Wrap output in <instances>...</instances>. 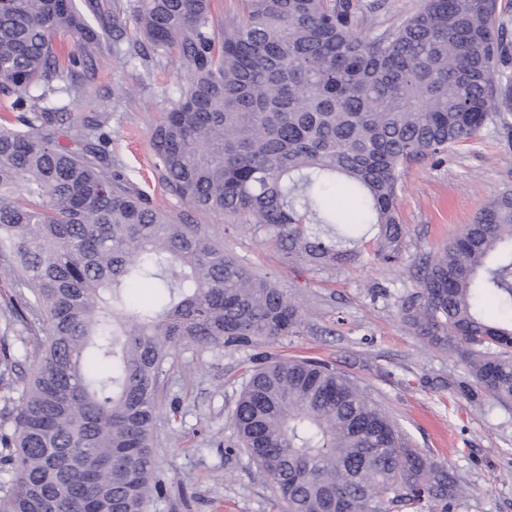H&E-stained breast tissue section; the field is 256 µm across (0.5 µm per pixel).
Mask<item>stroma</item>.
Returning a JSON list of instances; mask_svg holds the SVG:
<instances>
[{"instance_id": "35a3bbf8", "label": "stroma", "mask_w": 512, "mask_h": 512, "mask_svg": "<svg viewBox=\"0 0 512 512\" xmlns=\"http://www.w3.org/2000/svg\"><path fill=\"white\" fill-rule=\"evenodd\" d=\"M134 2L96 0L102 15L117 17V28L103 34L102 50L76 74L70 93L53 80L35 91L31 106L98 118L110 138L113 170L177 214L183 204L153 180L149 141L188 73L136 29ZM507 189L512 190V129L493 121L459 143L445 162L428 160L405 172L399 211L407 249L396 265L292 266L264 234L241 230L239 219L199 216V223L222 224L227 252L294 294L309 313L310 327L303 335L240 351L190 344L175 350L155 432L156 463L172 484L149 512H282L269 479L237 448L231 423L255 356L333 363L369 388L410 447L459 477L465 493L453 512H512V405L469 390L463 359L415 336L396 307L397 296L414 285L413 256L444 247Z\"/></svg>"}]
</instances>
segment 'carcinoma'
<instances>
[{
  "instance_id": "cac0c4a2",
  "label": "carcinoma",
  "mask_w": 512,
  "mask_h": 512,
  "mask_svg": "<svg viewBox=\"0 0 512 512\" xmlns=\"http://www.w3.org/2000/svg\"><path fill=\"white\" fill-rule=\"evenodd\" d=\"M239 2L220 33L211 0L133 7L154 50L189 73L151 132L159 184L196 211L243 217L291 263L401 261L405 171L512 111L498 0H424L383 29L373 18L384 0ZM85 7L92 17L75 0H0V95L13 98L0 118V276L19 288L4 330L24 342L41 325L48 336L26 375L0 353V512H148L168 494L152 437L173 351L238 350L308 328L272 277L113 171L101 123L27 109L116 27L94 0ZM62 32L75 43L67 53ZM65 124L71 147L58 139ZM343 183L359 200L356 224L338 202ZM363 226L371 239L357 236ZM414 266L415 286L396 299L402 321L463 354L472 385L511 403L512 190ZM146 280L163 289L157 309L126 300ZM232 421L286 512H452L463 494L327 362L255 361Z\"/></svg>"
}]
</instances>
